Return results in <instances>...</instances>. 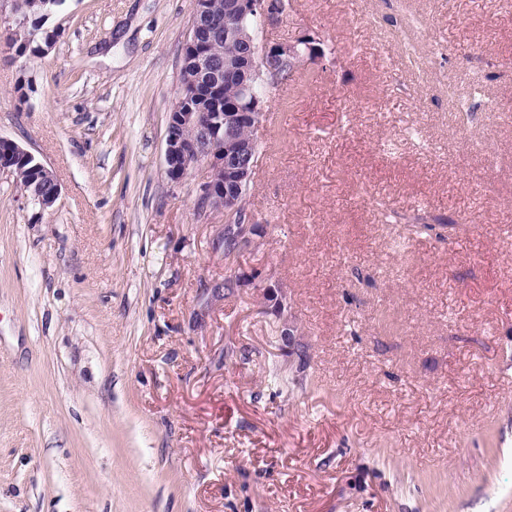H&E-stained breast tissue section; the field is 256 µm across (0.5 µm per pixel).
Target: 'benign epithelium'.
<instances>
[{
    "label": "benign epithelium",
    "instance_id": "obj_1",
    "mask_svg": "<svg viewBox=\"0 0 512 512\" xmlns=\"http://www.w3.org/2000/svg\"><path fill=\"white\" fill-rule=\"evenodd\" d=\"M252 16L260 20L279 16L275 0H229L224 13L211 8L210 0H193V8L185 47L190 49L188 58L182 59L179 90L182 95L196 97L205 92L223 103V111L199 112L191 108L179 109L174 104L169 112L165 140V165L168 178L174 183L187 179L198 167L207 170L206 181L200 187V210L218 211L228 219L238 210L242 183L252 178L257 161V140H244L233 134V128L245 118L260 125L264 106L260 98L251 92V86L241 81L240 87L248 101H224V79L248 77L255 58L269 64L276 58L297 59L301 63L317 64L325 56L320 41L304 35L293 42L260 44L253 39L245 40L249 52L245 65L238 68L224 57L210 50V46L226 36H239L241 22ZM0 146L9 147L14 159L20 163L31 162L38 171L39 179L48 183L51 190L39 192L31 202L45 210L54 206L61 187L53 171L18 143L0 137ZM246 232L237 237V251L244 254L255 250L265 235V226L247 217ZM267 313L278 321L280 338L288 347V355L294 356L302 342L298 338L295 317L288 305L279 297L278 289L266 286Z\"/></svg>",
    "mask_w": 512,
    "mask_h": 512
}]
</instances>
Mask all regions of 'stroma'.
Returning <instances> with one entry per match:
<instances>
[{"instance_id":"obj_1","label":"stroma","mask_w":512,"mask_h":512,"mask_svg":"<svg viewBox=\"0 0 512 512\" xmlns=\"http://www.w3.org/2000/svg\"><path fill=\"white\" fill-rule=\"evenodd\" d=\"M191 12L66 0L20 57L0 0V136L61 186L43 211L0 171V512H512V0L259 24L328 55L266 90L231 295L205 170L164 162ZM264 288H266V296L270 299L267 300V313L274 316L278 321L280 338L283 344L288 347V356H296V352L299 346L302 345V342L297 337L299 334L295 317L290 310L288 311V305L284 303L282 296L279 297L278 289L275 286L267 285Z\"/></svg>"}]
</instances>
